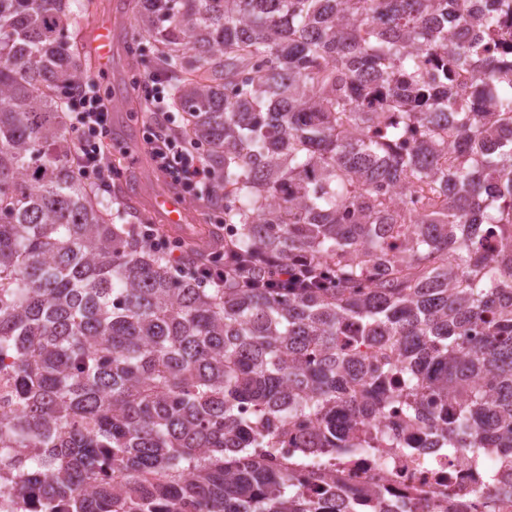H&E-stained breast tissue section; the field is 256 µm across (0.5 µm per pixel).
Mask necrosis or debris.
Listing matches in <instances>:
<instances>
[{"mask_svg":"<svg viewBox=\"0 0 512 512\" xmlns=\"http://www.w3.org/2000/svg\"><path fill=\"white\" fill-rule=\"evenodd\" d=\"M410 442L416 454L412 460L399 448L363 449L336 459L321 456L312 472L302 475L304 491L317 494L315 473L332 470L338 486L356 491L355 503L361 512H376L378 503L370 495L374 489L403 512H447L452 494L460 499L464 512H512V497L471 479L466 449L441 447L440 437L420 432Z\"/></svg>","mask_w":512,"mask_h":512,"instance_id":"necrosis-or-debris-1","label":"necrosis or debris"}]
</instances>
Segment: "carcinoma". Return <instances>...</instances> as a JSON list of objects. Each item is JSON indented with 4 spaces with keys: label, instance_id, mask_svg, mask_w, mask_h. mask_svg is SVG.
I'll return each instance as SVG.
<instances>
[{
    "label": "carcinoma",
    "instance_id": "1",
    "mask_svg": "<svg viewBox=\"0 0 512 512\" xmlns=\"http://www.w3.org/2000/svg\"><path fill=\"white\" fill-rule=\"evenodd\" d=\"M69 2L0 0V495L350 512L336 480L308 496L270 462L282 432L300 465L425 428L512 462V137L487 149L512 131V0L128 3L124 51L150 45L208 201L238 202L208 288L84 176L66 94L93 73ZM426 188L441 209H409ZM270 257L308 260L307 287H243L234 266Z\"/></svg>",
    "mask_w": 512,
    "mask_h": 512
}]
</instances>
